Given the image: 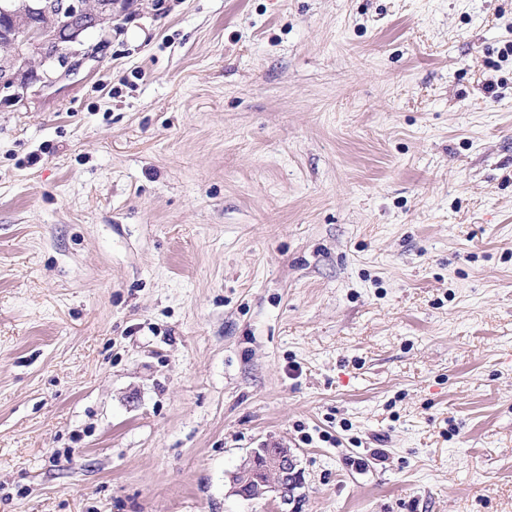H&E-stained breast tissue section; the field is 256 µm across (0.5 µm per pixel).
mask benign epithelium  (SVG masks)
<instances>
[{
	"instance_id": "1",
	"label": "benign epithelium",
	"mask_w": 512,
	"mask_h": 512,
	"mask_svg": "<svg viewBox=\"0 0 512 512\" xmlns=\"http://www.w3.org/2000/svg\"><path fill=\"white\" fill-rule=\"evenodd\" d=\"M123 0H0V91L5 99L21 101L36 84L48 86L57 80L56 66H65L61 43L82 44L90 30L101 33L112 27V19L126 11ZM42 13L47 24L36 26L28 15ZM240 481L232 492L245 497L253 487V498L289 505L300 497L302 472L292 451L261 448L252 451L238 467Z\"/></svg>"
}]
</instances>
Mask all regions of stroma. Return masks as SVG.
I'll return each mask as SVG.
<instances>
[{
    "label": "stroma",
    "instance_id": "35a3bbf8",
    "mask_svg": "<svg viewBox=\"0 0 512 512\" xmlns=\"http://www.w3.org/2000/svg\"><path fill=\"white\" fill-rule=\"evenodd\" d=\"M87 41L0 101V512H512V0ZM236 475L241 478L234 484L232 492L247 499L244 490L253 486L254 495L248 499H269L280 506L293 503L301 495L302 472L290 449L259 448L252 451L238 467Z\"/></svg>",
    "mask_w": 512,
    "mask_h": 512
}]
</instances>
